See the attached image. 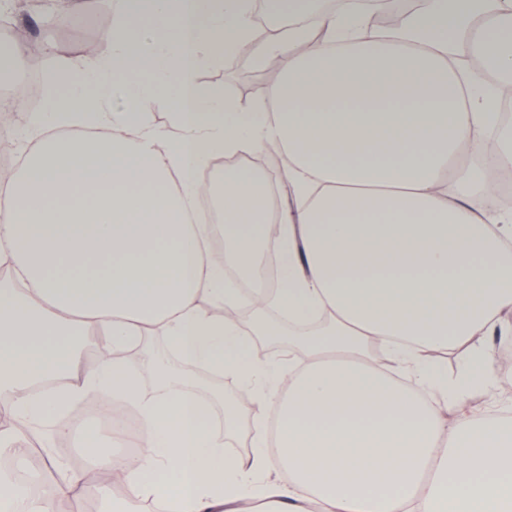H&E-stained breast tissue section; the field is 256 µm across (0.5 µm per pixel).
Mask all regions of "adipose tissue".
Listing matches in <instances>:
<instances>
[{"mask_svg": "<svg viewBox=\"0 0 512 512\" xmlns=\"http://www.w3.org/2000/svg\"><path fill=\"white\" fill-rule=\"evenodd\" d=\"M274 40L254 34L249 0H117L110 28L82 58L52 54L43 132L17 177L0 183V455L25 469L20 425L47 429L88 393L133 406L139 426L92 467L163 512H512V420L447 411L506 384L474 346L512 335V0H429L397 27L373 29L357 4L288 0ZM314 13L317 28L301 22ZM323 31L315 40L313 30ZM279 58L280 79L243 108L198 72L239 46ZM475 60L472 69L463 59ZM120 109H113V99ZM160 105L173 126L153 124ZM272 151L288 167L287 206L271 182L227 166L222 224L194 210L212 158ZM224 262L209 261L213 236ZM274 246L290 328L314 323L301 353L271 363L266 296H243ZM249 309L250 327L202 299ZM110 357L84 368L86 335ZM165 337L162 387L147 397L124 355ZM461 356L449 378L442 355ZM231 373L254 405L250 451L224 452V428L195 390V370ZM137 455H122L127 446ZM92 492L63 474L37 496L0 475V512H56Z\"/></svg>", "mask_w": 512, "mask_h": 512, "instance_id": "1", "label": "adipose tissue"}]
</instances>
